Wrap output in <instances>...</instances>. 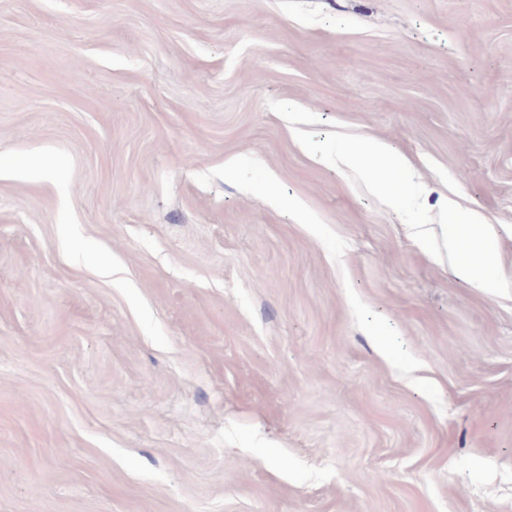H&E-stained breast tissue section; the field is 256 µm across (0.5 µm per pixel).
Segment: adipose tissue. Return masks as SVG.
I'll return each mask as SVG.
<instances>
[{
  "mask_svg": "<svg viewBox=\"0 0 512 512\" xmlns=\"http://www.w3.org/2000/svg\"><path fill=\"white\" fill-rule=\"evenodd\" d=\"M365 156L378 157L385 162L384 177L378 187L384 197L392 196L391 186L395 183L414 188L415 171L403 155L393 152L381 140L366 139L351 143L341 153L339 160L350 167ZM411 235L418 243L430 248L434 259L453 256L460 273L472 287L488 293L512 288V278L497 273L500 265L498 228L486 223L478 211H468L460 224L412 225Z\"/></svg>",
  "mask_w": 512,
  "mask_h": 512,
  "instance_id": "obj_1",
  "label": "adipose tissue"
}]
</instances>
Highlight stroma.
I'll list each match as a JSON object with an SVG mask.
<instances>
[{"instance_id": "stroma-1", "label": "stroma", "mask_w": 512, "mask_h": 512, "mask_svg": "<svg viewBox=\"0 0 512 512\" xmlns=\"http://www.w3.org/2000/svg\"><path fill=\"white\" fill-rule=\"evenodd\" d=\"M449 198L512 274V0H0V512H512ZM363 156L378 157L385 161L384 177L377 187L378 192L387 199L392 198L393 191L390 187L398 183L406 188L412 189L415 186L416 173L409 165L406 158L393 152L389 146L378 139H366L353 142L350 147L341 153L339 160L341 164L351 167L360 161Z\"/></svg>"}]
</instances>
